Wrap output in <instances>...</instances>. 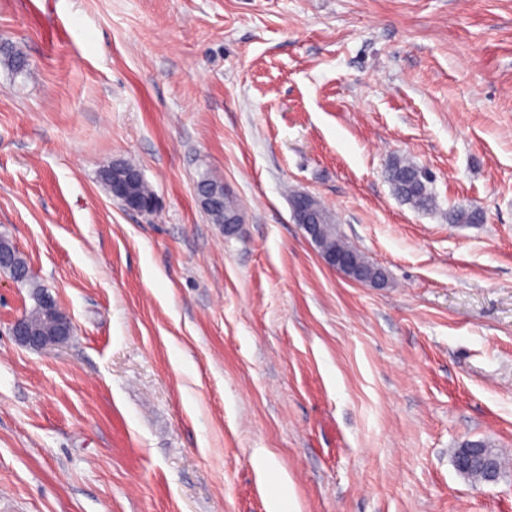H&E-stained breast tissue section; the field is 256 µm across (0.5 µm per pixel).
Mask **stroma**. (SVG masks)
<instances>
[{"label": "stroma", "mask_w": 512, "mask_h": 512, "mask_svg": "<svg viewBox=\"0 0 512 512\" xmlns=\"http://www.w3.org/2000/svg\"><path fill=\"white\" fill-rule=\"evenodd\" d=\"M12 45L0 235L74 329L18 345L34 301L0 273V512H268L260 454L286 512H512V466L452 461L512 454V0H0ZM117 160L154 213L112 199ZM299 192L382 286L322 262ZM388 180L395 195L412 208L429 211L436 206V199L429 189V174L414 162L393 158ZM206 184L212 188L216 194V200L212 207L207 210L213 223L225 224L224 231L232 233L235 227H232L234 221L241 218L240 208L237 201L227 193H224L222 182L211 177L207 172L200 175L197 185ZM457 453L454 459L457 472L462 476L470 472L466 478L473 483L494 482L498 479L499 472L501 473L504 468L505 458L503 454L495 448V460L492 448H488L484 442L467 441L463 443L461 448H458ZM496 461L499 471L497 470ZM475 465L479 466L481 471L479 469L472 470ZM482 472L485 479H483Z\"/></svg>", "instance_id": "35a3bbf8"}]
</instances>
